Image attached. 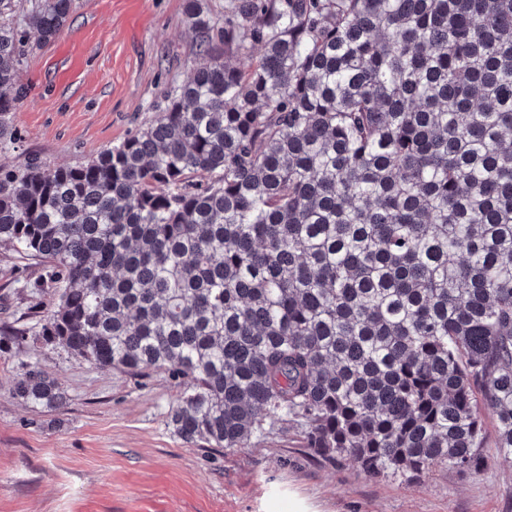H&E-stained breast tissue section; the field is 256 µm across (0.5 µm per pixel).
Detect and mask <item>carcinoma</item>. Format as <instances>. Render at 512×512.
<instances>
[{
    "label": "carcinoma",
    "mask_w": 512,
    "mask_h": 512,
    "mask_svg": "<svg viewBox=\"0 0 512 512\" xmlns=\"http://www.w3.org/2000/svg\"><path fill=\"white\" fill-rule=\"evenodd\" d=\"M0 0V139L27 30ZM193 76L78 166L0 167V242L58 297L12 328L104 368H166L187 442L267 417L373 475L512 460V0H187ZM260 49L246 67L234 52ZM16 397L59 408L36 367Z\"/></svg>",
    "instance_id": "cac0c4a2"
}]
</instances>
